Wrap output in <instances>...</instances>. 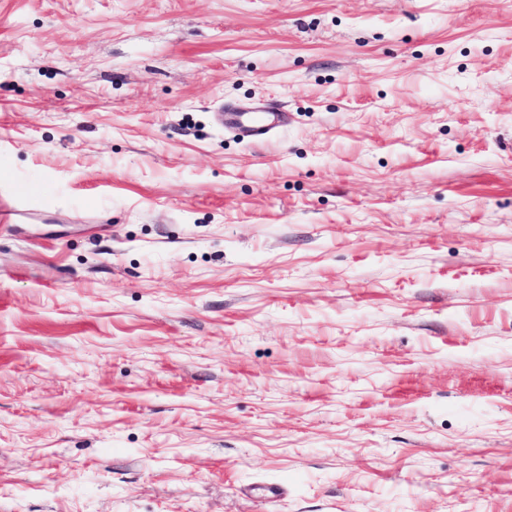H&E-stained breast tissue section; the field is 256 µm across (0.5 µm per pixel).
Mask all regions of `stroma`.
I'll return each mask as SVG.
<instances>
[{
    "label": "stroma",
    "instance_id": "obj_1",
    "mask_svg": "<svg viewBox=\"0 0 512 512\" xmlns=\"http://www.w3.org/2000/svg\"><path fill=\"white\" fill-rule=\"evenodd\" d=\"M0 512H512V0H0ZM280 116L279 111L262 107L250 112L231 113L230 123L240 129L250 140H262L280 126Z\"/></svg>",
    "mask_w": 512,
    "mask_h": 512
}]
</instances>
